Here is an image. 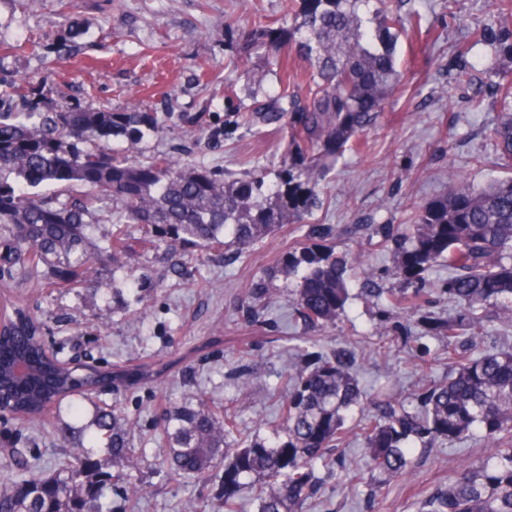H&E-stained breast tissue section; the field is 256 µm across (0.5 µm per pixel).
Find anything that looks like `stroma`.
Returning <instances> with one entry per match:
<instances>
[{
  "mask_svg": "<svg viewBox=\"0 0 512 512\" xmlns=\"http://www.w3.org/2000/svg\"><path fill=\"white\" fill-rule=\"evenodd\" d=\"M280 0H0V91L16 84L23 95L0 94V112H45L62 106L157 113L164 132L144 141L141 159L168 156L240 177L249 164L277 167L288 141L279 123L248 129L224 101L227 17L273 14ZM444 36L425 45L399 37L396 55L405 87L392 111L367 135L365 153L345 152L320 184L323 201L308 223L288 224L249 252L191 246L174 249L135 239V271L153 282L134 288L125 268L98 258L102 290L49 287L21 267L0 271V307L21 308L41 322L58 358H76L102 370H157L158 380L112 389L101 399L137 420L135 473L146 491L137 512H224L221 478L171 480L154 442L160 404L177 408L203 398L233 406L242 435L272 437L277 410L271 391L283 390L305 354L348 350L366 397L347 422L342 442L315 466L316 492L302 512H420L423 501L464 461L488 456L481 431L437 448H414L403 480L371 488L350 477L366 463L359 420L371 395L391 389L407 402L452 371L448 340L429 333L419 315L389 309L366 280H348L349 299L336 323L308 328L297 317V277L278 276L262 297L252 294L268 267L306 243L313 227L333 229L336 252L349 264L365 262L383 288L396 264L389 251L368 246L358 224L401 223L409 202L443 194L449 167L463 169L477 187L503 171L485 132L496 114L467 108L474 94L491 97L495 55L477 45L468 56L475 80L457 82V43L487 23L493 0H415ZM38 49L25 48L29 36ZM207 61L210 83L199 82ZM27 451L34 472L50 473L63 460L51 431L0 418V468L12 459L4 442Z\"/></svg>",
  "mask_w": 512,
  "mask_h": 512,
  "instance_id": "obj_1",
  "label": "stroma"
}]
</instances>
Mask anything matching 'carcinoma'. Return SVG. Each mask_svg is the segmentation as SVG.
I'll return each instance as SVG.
<instances>
[{"instance_id": "carcinoma-1", "label": "carcinoma", "mask_w": 512, "mask_h": 512, "mask_svg": "<svg viewBox=\"0 0 512 512\" xmlns=\"http://www.w3.org/2000/svg\"><path fill=\"white\" fill-rule=\"evenodd\" d=\"M491 25L473 32V42L457 46L456 81H472L467 56L473 46L498 45L512 73V0H496ZM419 10L402 14L386 0H281L279 14L256 13L224 22V36L236 42L224 70V100L241 104L250 126L286 120L288 145L276 169L254 166L244 177L220 178L199 166L156 157L137 158L138 146L163 127L145 112H0V265H20L71 286L92 284L98 256L88 228L103 220L99 204H120L106 249L112 264L125 266L133 250L124 223L145 236L203 250L233 247L244 253L283 224H302L317 206L325 160L363 147V135L385 112L403 86L394 43L403 34L418 41L432 37ZM309 63L307 92L293 91L290 57ZM261 56L275 86L239 87L230 78L239 66ZM498 112L491 129L501 167L508 175L481 188L457 171L448 174L447 192L432 201L411 203L410 223L364 225L367 243L389 247L397 256L400 287L387 290L394 309H413L419 284L436 266L452 271L445 286L461 306L459 315L435 330L448 348L468 334L475 320L512 312V76L497 84ZM118 140L115 150L109 141ZM78 185L67 199L40 188ZM306 271L294 299L299 318L317 328L336 322L349 298L344 262L336 247L321 244L288 252L268 274ZM20 348L31 362L30 375H13L15 361L0 363V405L12 417L40 423L50 408L83 395L93 408L83 425L55 431L61 446L78 454L75 463L48 475L27 472L21 448L12 451L15 468L0 477V512H109L104 489L126 484L136 497L143 485L133 478L135 425L116 406L90 398L104 383H147L153 372L140 368L115 373L85 372L45 353L41 326L20 311L0 323V350ZM345 351L304 360L291 375L292 390L280 399L281 427L274 438L247 443L235 438L236 410L199 400L159 416L162 457L173 477L208 476L224 464V512H236L243 480L262 479L257 512H301L312 488L313 464L340 439L346 413L361 405L363 392L350 372ZM495 441L512 433V351L459 357L448 380L430 386L417 406L377 397L363 427L369 449L366 467L376 483L400 478L410 465L412 446L453 443L474 430ZM112 461L129 467L108 470ZM429 512H512V445L488 460L464 464L448 488L430 496Z\"/></svg>"}]
</instances>
